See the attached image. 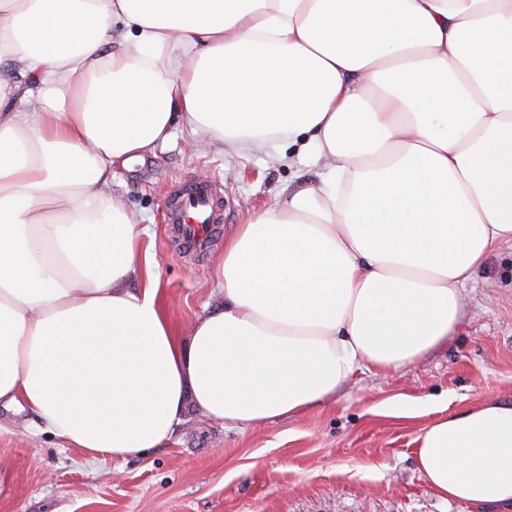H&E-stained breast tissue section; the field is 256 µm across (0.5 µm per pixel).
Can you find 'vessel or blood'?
Listing matches in <instances>:
<instances>
[{
    "label": "vessel or blood",
    "mask_w": 512,
    "mask_h": 512,
    "mask_svg": "<svg viewBox=\"0 0 512 512\" xmlns=\"http://www.w3.org/2000/svg\"><path fill=\"white\" fill-rule=\"evenodd\" d=\"M224 202L211 186L192 180L171 195L168 221L185 248H202L210 237L212 227L221 223Z\"/></svg>",
    "instance_id": "1"
}]
</instances>
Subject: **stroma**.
<instances>
[{"mask_svg":"<svg viewBox=\"0 0 512 512\" xmlns=\"http://www.w3.org/2000/svg\"><path fill=\"white\" fill-rule=\"evenodd\" d=\"M200 150L183 122L153 153L112 169V194L146 227L165 306L177 325L202 313L224 239L277 196L316 183L311 158ZM204 179L224 198V222L203 252L185 250L165 222L170 190ZM447 345L396 370L361 368L302 413L241 431L190 416L171 441L127 460L86 457L29 415L0 408V512H473L440 498L414 456L441 417L512 399V249L491 251L466 289ZM413 402L401 417L392 403Z\"/></svg>","mask_w":512,"mask_h":512,"instance_id":"35a3bbf8","label":"stroma"}]
</instances>
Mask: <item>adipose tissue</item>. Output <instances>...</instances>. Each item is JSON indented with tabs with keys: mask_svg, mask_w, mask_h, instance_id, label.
Segmentation results:
<instances>
[{
	"mask_svg": "<svg viewBox=\"0 0 512 512\" xmlns=\"http://www.w3.org/2000/svg\"><path fill=\"white\" fill-rule=\"evenodd\" d=\"M0 406L92 458L191 413L244 430L454 336L512 247V0H0ZM182 120L204 147L324 162L225 240L179 329L111 191ZM421 477L512 505V401L439 418Z\"/></svg>",
	"mask_w": 512,
	"mask_h": 512,
	"instance_id": "1",
	"label": "adipose tissue"
}]
</instances>
